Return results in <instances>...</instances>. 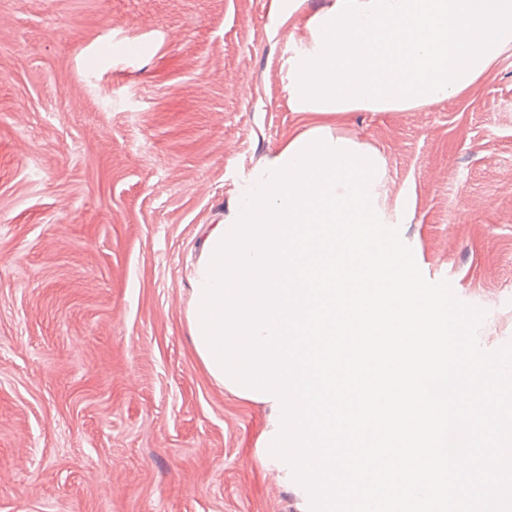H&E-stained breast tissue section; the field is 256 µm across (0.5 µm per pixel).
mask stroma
I'll return each mask as SVG.
<instances>
[{"mask_svg": "<svg viewBox=\"0 0 512 512\" xmlns=\"http://www.w3.org/2000/svg\"><path fill=\"white\" fill-rule=\"evenodd\" d=\"M286 2L0 0V512H297L186 310L212 225L312 128L378 151L387 224L512 341V49L441 102L297 112L331 0Z\"/></svg>", "mask_w": 512, "mask_h": 512, "instance_id": "1", "label": "stroma"}]
</instances>
